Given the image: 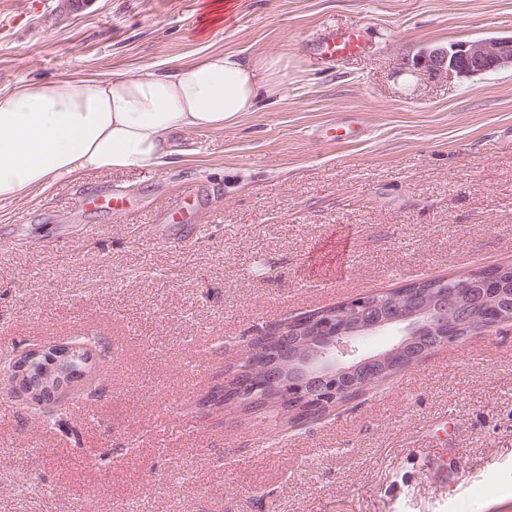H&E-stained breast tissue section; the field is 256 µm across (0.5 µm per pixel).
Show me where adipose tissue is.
Listing matches in <instances>:
<instances>
[{"label":"adipose tissue","instance_id":"1","mask_svg":"<svg viewBox=\"0 0 512 512\" xmlns=\"http://www.w3.org/2000/svg\"><path fill=\"white\" fill-rule=\"evenodd\" d=\"M278 71L213 51L170 70L20 83L0 97V202L76 174L167 167L173 132L236 124L276 95Z\"/></svg>","mask_w":512,"mask_h":512}]
</instances>
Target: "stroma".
<instances>
[{"label":"stroma","mask_w":512,"mask_h":512,"mask_svg":"<svg viewBox=\"0 0 512 512\" xmlns=\"http://www.w3.org/2000/svg\"><path fill=\"white\" fill-rule=\"evenodd\" d=\"M0 0V93L211 51L280 62L275 102L175 134L174 164L0 202V360L93 334L39 405L0 372V512H512V325L447 344L326 417L217 408L265 326L512 265V70L409 72L512 35V0ZM365 47L331 66L328 32ZM345 128L334 139V125ZM133 194L88 211L87 187ZM197 193L189 224L173 199ZM98 341L99 340L96 337H83L81 341L83 343V346L79 347L78 349L77 347L63 346L70 348L71 350V354L69 355V361L71 363L70 374L72 380L77 379L78 377L81 376V374L83 373V365L89 358V350H84V348H88V346L95 345L98 343Z\"/></svg>","instance_id":"1"}]
</instances>
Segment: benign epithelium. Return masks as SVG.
Segmentation results:
<instances>
[{"instance_id":"7a95c632","label":"benign epithelium","mask_w":512,"mask_h":512,"mask_svg":"<svg viewBox=\"0 0 512 512\" xmlns=\"http://www.w3.org/2000/svg\"><path fill=\"white\" fill-rule=\"evenodd\" d=\"M512 68V36L461 41L449 48L424 52L409 64L433 76L453 78ZM453 295L433 285L399 289L400 295L384 292L353 296L325 309L270 325L258 335L280 346L278 363L288 374L264 368L256 378L252 356H244L224 380L221 399L228 405L252 406L274 398L292 404L296 422L324 416L348 397L377 384L363 368L375 364L385 373L403 368L407 358L416 364L440 347L461 342L479 331L512 322V266L476 269L456 278ZM394 331L392 347L357 356L356 343L365 336ZM46 350L26 352L19 359L17 380L27 375L31 362Z\"/></svg>"}]
</instances>
